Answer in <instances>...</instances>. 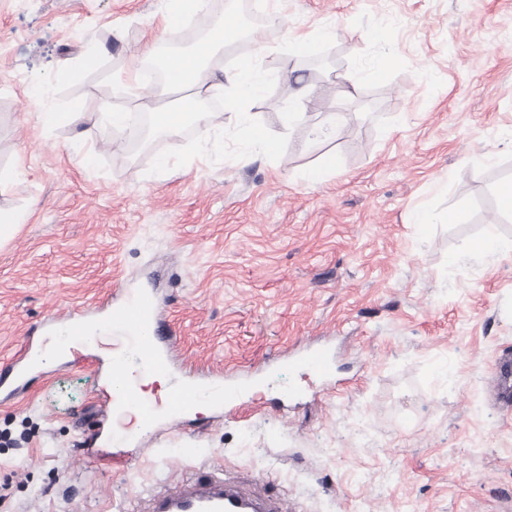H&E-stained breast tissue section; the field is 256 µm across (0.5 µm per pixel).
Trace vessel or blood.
<instances>
[{
	"instance_id": "1",
	"label": "vessel or blood",
	"mask_w": 512,
	"mask_h": 512,
	"mask_svg": "<svg viewBox=\"0 0 512 512\" xmlns=\"http://www.w3.org/2000/svg\"><path fill=\"white\" fill-rule=\"evenodd\" d=\"M160 314L158 297L144 290L113 300L108 314L113 335L127 342L121 359L112 367V392L122 397L125 406L138 408L142 430L152 431L164 416H186L197 400L212 392L223 393L224 409L229 413L246 402L259 384V376L221 379L183 372L174 358L171 337L163 335L160 329ZM42 353L40 346H31L26 360L0 378V392L7 394L12 385L25 384ZM288 369L306 370L328 380L333 376L334 356L330 347L317 344L289 357ZM157 374L173 381V388L161 406L143 401L139 389L142 378ZM493 379L497 397L512 405L511 354L496 359ZM147 500L146 512H284L283 503L275 495L252 491L244 484L226 479L223 473L210 470L182 481L174 489L151 492Z\"/></svg>"
}]
</instances>
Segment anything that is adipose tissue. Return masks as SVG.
Returning <instances> with one entry per match:
<instances>
[{"mask_svg": "<svg viewBox=\"0 0 512 512\" xmlns=\"http://www.w3.org/2000/svg\"><path fill=\"white\" fill-rule=\"evenodd\" d=\"M239 27H227L218 23L209 33L207 40L194 51L177 56L178 73L165 85L166 90L179 92L175 105L155 108L153 121L156 130L166 134L179 132L185 121H192L196 126H208L212 115L202 109V101L215 90L214 76L207 66L208 58L224 44L235 40ZM270 51L269 46L260 45L256 54L251 55L244 65L235 69L226 77V96L233 110L239 117V132L245 143L258 141L256 129L250 121V114L245 107L249 101L261 95L273 75L262 67V59ZM261 142V141H258ZM266 153L277 149L275 141L261 142Z\"/></svg>", "mask_w": 512, "mask_h": 512, "instance_id": "1", "label": "adipose tissue"}]
</instances>
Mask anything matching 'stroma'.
I'll use <instances>...</instances> for the list:
<instances>
[{"label":"stroma","mask_w":512,"mask_h":512,"mask_svg":"<svg viewBox=\"0 0 512 512\" xmlns=\"http://www.w3.org/2000/svg\"><path fill=\"white\" fill-rule=\"evenodd\" d=\"M251 3L282 19L274 37L253 32L260 43L337 31L317 45L319 72L291 53L265 59L290 81L249 111L277 152L244 145L225 107L209 131L133 160L98 117L137 102L116 99L118 75L172 42L162 0H0V170L19 172L0 212L24 218L0 243V370L49 317L96 323L114 292L151 288L187 370L251 367L267 386L242 414L166 419L89 452L84 439L112 427L116 344L105 329L93 347L70 337L43 380L0 396V512H139L149 490L210 466L260 478L289 512H503L512 411L494 404L491 369L512 352V255L469 250L488 232L512 241V221L479 209L512 182V0ZM91 50L96 65L68 80ZM385 54L396 63L370 77ZM292 104L304 118L290 127ZM73 105L89 139L37 119ZM326 112L342 113L340 133L310 140ZM331 155L334 174L308 185ZM419 205L430 224L411 223ZM320 336L345 382L328 396L279 360Z\"/></svg>","instance_id":"35a3bbf8"}]
</instances>
